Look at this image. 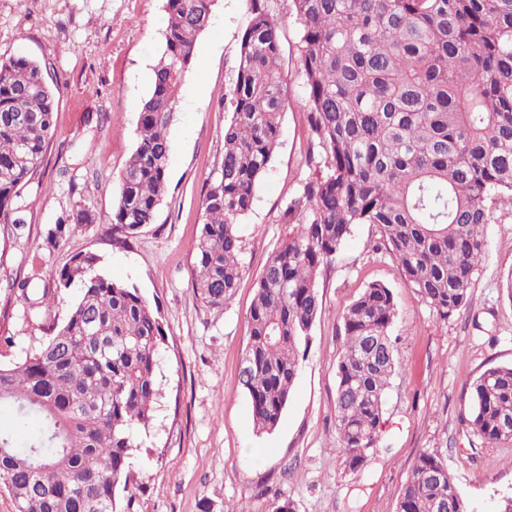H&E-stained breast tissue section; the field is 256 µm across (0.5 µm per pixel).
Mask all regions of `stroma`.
<instances>
[{
    "mask_svg": "<svg viewBox=\"0 0 512 512\" xmlns=\"http://www.w3.org/2000/svg\"><path fill=\"white\" fill-rule=\"evenodd\" d=\"M165 0H0V57L49 64L59 89L56 130L40 183L22 203L25 224L0 258V335L10 353L38 345L79 296L58 291L51 308L28 313L7 302L9 282L28 277L54 288L52 274L73 255L92 253L114 281L136 287L157 308L167 332L157 379L163 397L143 438L134 478L118 491L130 512H271L278 499L295 512H396L412 463L442 451L470 512H497L512 492V442L489 445L465 420L466 386L487 368L512 364V211L489 224L490 249L470 310L441 320L408 288L375 226L355 225L340 255L321 268V309L305 360L277 428L256 434L239 383L247 314L268 259L288 238L284 202L311 173V132L298 51L299 27L286 21L280 67L286 99L281 136L253 207L238 222L242 275L226 304L211 307L192 290L191 246L202 199L220 171L224 108L249 23L246 0H214L208 27L185 74L168 126L167 190L155 223L126 237L112 230L114 189L138 143L137 123L164 47ZM93 223L58 247L44 243L50 224L78 208ZM391 288L396 371L387 390L380 443L357 471L345 462L336 431V365L343 316L369 284Z\"/></svg>",
    "mask_w": 512,
    "mask_h": 512,
    "instance_id": "stroma-1",
    "label": "stroma"
}]
</instances>
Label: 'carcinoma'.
Instances as JSON below:
<instances>
[{
  "label": "carcinoma",
  "instance_id": "carcinoma-1",
  "mask_svg": "<svg viewBox=\"0 0 512 512\" xmlns=\"http://www.w3.org/2000/svg\"><path fill=\"white\" fill-rule=\"evenodd\" d=\"M214 0H166L164 51L139 114V141L119 177L112 229L126 236L156 220L167 186V128ZM250 20L229 91L219 175L204 196L192 245V290L222 306L241 275L237 221L279 144L285 107L281 22L299 25V59L313 173L281 209L288 240L266 261L250 306L239 372L254 427L279 424L321 303L315 277L356 224H372L407 287L446 320L471 306L489 249L487 225L512 209V0H247ZM50 69L26 57L0 61V237L21 228L14 213L41 173L54 134ZM77 209L47 231L55 248ZM79 288L61 324L25 355L0 360V404L40 420L20 446L0 429V486L17 512H117L162 393L157 356L167 333L138 289L78 253L55 272ZM30 280L10 285L13 303L50 306ZM394 295L369 284L343 317L334 409L345 462L361 469L377 448L385 394L396 367ZM467 422L485 443L512 441V365L486 369L466 388ZM460 501L442 453L415 457L397 512H443Z\"/></svg>",
  "mask_w": 512,
  "mask_h": 512
}]
</instances>
